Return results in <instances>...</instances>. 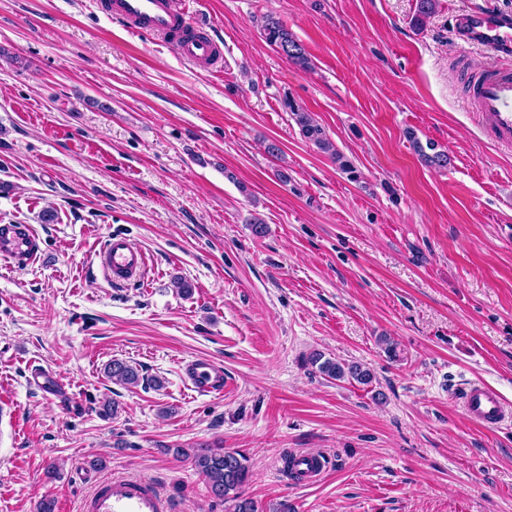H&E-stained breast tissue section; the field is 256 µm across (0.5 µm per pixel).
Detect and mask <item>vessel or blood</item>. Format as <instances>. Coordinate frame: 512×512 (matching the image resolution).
I'll use <instances>...</instances> for the list:
<instances>
[{
	"label": "vessel or blood",
	"instance_id": "b4317fda",
	"mask_svg": "<svg viewBox=\"0 0 512 512\" xmlns=\"http://www.w3.org/2000/svg\"><path fill=\"white\" fill-rule=\"evenodd\" d=\"M103 12L132 35L157 39L173 46L186 63L204 72L221 70L224 49L214 36L196 22L175 0H101ZM462 40L502 55L512 54V15L474 10L457 19ZM469 106L481 118L486 136L501 148L512 149V69L484 68L469 89ZM41 241L31 225L0 224V261L17 271L41 260ZM99 267L110 280L125 283L141 280L147 265L144 252L121 235H110L98 250ZM184 381L196 394L223 393L228 382L221 366L202 359L188 361ZM458 400L464 416L487 429L512 420V403L480 381L467 383ZM327 463L310 453L295 455L297 478L313 483ZM84 512H177L175 501L144 479H110L98 483L83 505Z\"/></svg>",
	"mask_w": 512,
	"mask_h": 512
}]
</instances>
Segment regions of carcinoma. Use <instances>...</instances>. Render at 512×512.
<instances>
[{"label":"carcinoma","instance_id":"obj_1","mask_svg":"<svg viewBox=\"0 0 512 512\" xmlns=\"http://www.w3.org/2000/svg\"><path fill=\"white\" fill-rule=\"evenodd\" d=\"M435 7L436 0H418L416 13L411 19L412 27L416 29L423 27L435 13ZM261 31L265 40L289 62L303 71L311 69V59L305 48L279 19L270 14L263 16ZM288 108L305 139L329 154L343 170L350 174L355 173L354 168L343 160V156L336 150L326 137L324 130L309 113L291 101L288 102ZM413 143L421 161L425 164L438 168L448 166V154L436 150L434 144L429 142L424 147L416 139L413 140ZM311 364L317 367L320 374L330 379L341 380L348 376L363 385L372 381L370 371L357 363H345L332 358L325 359L323 355L316 354L312 357ZM108 373L114 380L125 385H135L139 381L138 370L121 360H113L108 366ZM175 454L191 460L195 469L206 480L212 497L216 501L228 505V512H258L255 502L242 493V487L248 476V467L245 457L239 452L222 448L200 447L190 450L178 448Z\"/></svg>","mask_w":512,"mask_h":512}]
</instances>
